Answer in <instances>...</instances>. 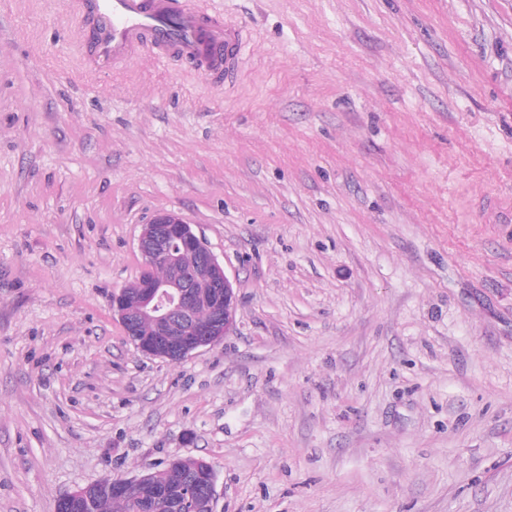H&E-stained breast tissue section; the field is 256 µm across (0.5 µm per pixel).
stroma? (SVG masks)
<instances>
[{
  "instance_id": "obj_1",
  "label": "stroma",
  "mask_w": 512,
  "mask_h": 512,
  "mask_svg": "<svg viewBox=\"0 0 512 512\" xmlns=\"http://www.w3.org/2000/svg\"><path fill=\"white\" fill-rule=\"evenodd\" d=\"M233 95L0 0V512L209 460L217 512H512V0H204ZM193 224L236 328L179 364L110 309Z\"/></svg>"
}]
</instances>
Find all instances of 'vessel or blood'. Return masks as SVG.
I'll return each mask as SVG.
<instances>
[{
    "mask_svg": "<svg viewBox=\"0 0 512 512\" xmlns=\"http://www.w3.org/2000/svg\"><path fill=\"white\" fill-rule=\"evenodd\" d=\"M79 15L87 77L124 68L143 52L176 58L201 76L229 83L244 55L247 32L200 0H65Z\"/></svg>",
    "mask_w": 512,
    "mask_h": 512,
    "instance_id": "obj_1",
    "label": "vessel or blood"
}]
</instances>
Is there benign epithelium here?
Wrapping results in <instances>:
<instances>
[{"mask_svg": "<svg viewBox=\"0 0 512 512\" xmlns=\"http://www.w3.org/2000/svg\"><path fill=\"white\" fill-rule=\"evenodd\" d=\"M137 250L142 260L140 275L112 292V317L142 355L178 364L195 352L224 341L236 325L237 295L224 265L181 215L161 212L141 225ZM191 255V264L185 256ZM162 264L166 276L157 278L153 270ZM208 316L200 321L195 311ZM149 324L152 333L140 334ZM174 466L190 469L191 484L173 497L162 478L163 470ZM105 488L112 496L128 498L136 512H146V504L134 492L150 489L157 499H174L175 507L190 512H216V471L203 457L176 456L161 466L148 468L134 477L106 476L58 499L54 512H80L97 491Z\"/></svg>", "mask_w": 512, "mask_h": 512, "instance_id": "obj_1", "label": "benign epithelium"}]
</instances>
